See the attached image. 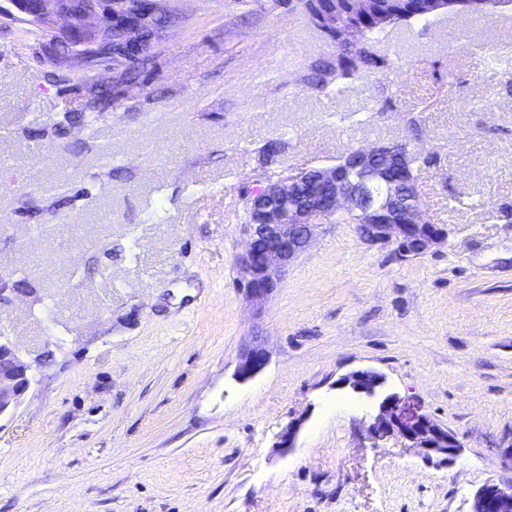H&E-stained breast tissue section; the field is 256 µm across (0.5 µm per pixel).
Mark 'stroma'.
Wrapping results in <instances>:
<instances>
[{
  "mask_svg": "<svg viewBox=\"0 0 512 512\" xmlns=\"http://www.w3.org/2000/svg\"><path fill=\"white\" fill-rule=\"evenodd\" d=\"M171 3L185 23L93 117L51 38L0 17V330L36 372L0 419V512H467L512 480V15L394 30V73L324 95L329 48L278 0ZM412 139L447 242L403 258L323 224L254 314L257 179ZM255 336L270 360L242 384ZM364 368L457 434L453 464L371 447L373 403L335 387Z\"/></svg>",
  "mask_w": 512,
  "mask_h": 512,
  "instance_id": "obj_1",
  "label": "stroma"
}]
</instances>
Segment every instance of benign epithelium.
<instances>
[{
    "instance_id": "1",
    "label": "benign epithelium",
    "mask_w": 512,
    "mask_h": 512,
    "mask_svg": "<svg viewBox=\"0 0 512 512\" xmlns=\"http://www.w3.org/2000/svg\"><path fill=\"white\" fill-rule=\"evenodd\" d=\"M13 10L0 6V13L29 26L41 28L56 46L54 60L72 62L112 52V83L125 93L129 83L123 70L131 62L151 59L165 34L183 25L184 16L170 0H8ZM330 5L321 10L318 24L326 32L336 30L339 15ZM396 151L394 144H377L351 151L355 165H326L314 168L318 178L332 186L327 205L316 199L302 206L295 200L302 174L295 173L262 182L263 199L257 205L258 220L247 224L246 250L239 272L248 302L264 308L279 288L288 267L309 247L318 228L330 215L344 212L355 219L359 237L370 245L395 247L405 257L423 255L446 240L445 229L426 219L416 181L405 182L403 190L393 186L390 173L375 168L374 162ZM386 183L384 195L374 198L368 187ZM270 246L257 254V238ZM269 362L264 343L253 338L240 350L235 377L245 383L260 374ZM385 376L373 369L354 370L336 382L351 394L375 402L376 414L366 428L375 448L395 439L413 448L427 463L450 465L461 453L462 444L448 428L430 415L410 412L395 392L384 393ZM33 385L30 366L10 337L0 334V419L12 414ZM302 421L288 425L274 447H294ZM469 512H512V481H488L472 495Z\"/></svg>"
}]
</instances>
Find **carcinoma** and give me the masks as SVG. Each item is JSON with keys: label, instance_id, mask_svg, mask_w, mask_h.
Segmentation results:
<instances>
[{"label": "carcinoma", "instance_id": "cac0c4a2", "mask_svg": "<svg viewBox=\"0 0 512 512\" xmlns=\"http://www.w3.org/2000/svg\"><path fill=\"white\" fill-rule=\"evenodd\" d=\"M383 14L382 23L366 21L348 16L344 22L354 30V38L346 40L334 34L327 35L336 54L314 61L307 74L309 82L321 93L338 91L348 81L374 70H392L393 65L377 52L381 36L389 28L430 18L422 8L423 0H375ZM442 7L449 13L482 15L496 9L512 8V0H480L474 7L468 0H443ZM119 107L118 91L103 87L93 93L88 109L103 112L108 108ZM405 168L417 174L421 166L428 163L422 151L414 143L400 144Z\"/></svg>", "mask_w": 512, "mask_h": 512}]
</instances>
